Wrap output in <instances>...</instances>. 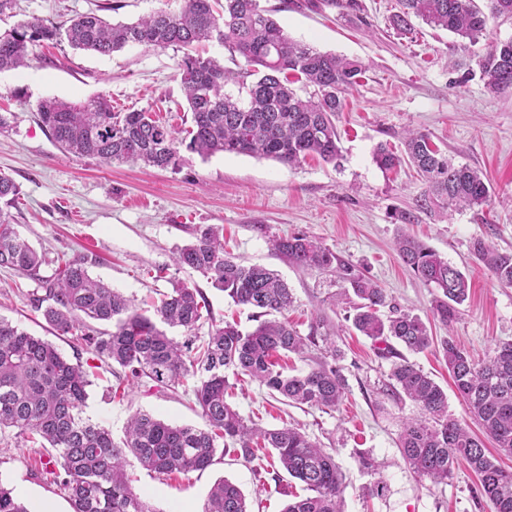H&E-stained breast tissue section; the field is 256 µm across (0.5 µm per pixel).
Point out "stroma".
I'll use <instances>...</instances> for the list:
<instances>
[{
	"label": "stroma",
	"instance_id": "stroma-1",
	"mask_svg": "<svg viewBox=\"0 0 512 512\" xmlns=\"http://www.w3.org/2000/svg\"><path fill=\"white\" fill-rule=\"evenodd\" d=\"M361 3L360 11L343 14L260 0L292 39L367 66L336 120L339 166L309 159L291 168L243 154L204 159L186 150L175 170L77 158L38 123L41 99L80 102L102 96L116 112H156L179 135L190 126L191 114L176 70L181 51L134 45L100 56L63 43L38 45L29 67L0 72V113L15 115L11 128L0 133V171L20 188L11 213L20 235L44 254L42 275L53 274L61 258L90 251L100 259L91 276L142 308L182 281L208 302L198 335L227 320L249 329L252 309L235 306L206 277L173 262L176 249L193 241L199 227L220 224L227 253L266 266L287 282L295 297L287 317L301 334H309L316 317H324L323 331L336 338L349 390L338 409L289 404L245 376L234 380L230 401L263 427L293 426L332 449L346 484L344 512H491L488 502L476 497L477 478L466 463L456 465L452 479L442 485L405 466L396 440L415 407L392 393L391 359L381 357L349 321L344 282L331 272L299 268L270 249L275 236L314 237L384 288L390 305L419 315L435 344L410 360L447 389L449 413L467 420L437 342L453 337L481 359L497 343L512 340V287L500 285L471 252L477 238L512 250V97L490 94L475 75L484 43L465 57L452 34L421 20H414L412 33L394 29L398 0ZM179 6V0H18L16 15H0V32L33 16L59 23L92 11L111 22L131 23ZM409 129L430 133L455 162L482 170L492 188L488 205L424 214L415 224L394 223V209L410 204L425 185L410 165L381 169L373 151L381 143L401 149ZM403 233L424 241L466 275L469 295L452 326L434 319L432 288L401 262L395 241ZM35 287L26 276L0 268V316L74 358L68 338L56 335L30 307L26 295ZM89 373L83 415L114 437H122L138 411L179 425H205L192 383L171 389L149 381L129 386L119 366L98 360L91 361ZM362 454L375 459L377 472L361 468ZM54 470L46 449L15 439L12 431L0 433V484L32 512L46 502L55 512H72ZM126 474L154 512H202L210 489L222 478L240 487L251 512H283L291 494L302 490L295 479L274 481L229 454L204 472L185 476L148 472L131 457ZM379 480L387 486L384 496L369 495Z\"/></svg>",
	"mask_w": 512,
	"mask_h": 512
}]
</instances>
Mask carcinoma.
<instances>
[{
	"mask_svg": "<svg viewBox=\"0 0 512 512\" xmlns=\"http://www.w3.org/2000/svg\"><path fill=\"white\" fill-rule=\"evenodd\" d=\"M394 25L411 29V18L458 37L467 52L487 32L490 22L512 18V0H399ZM45 41H66L80 50L110 55L130 44L153 49H183L177 72L191 112L186 149L201 157L216 153L269 158L290 167L308 156L339 164L336 117L346 95L365 69L363 62L292 40L260 6L259 0H181L176 10L159 9L134 23H109L94 13L77 16L64 27L31 17L0 33V71L29 64L33 48ZM217 42L234 67L196 53L203 42ZM477 66L484 87L493 95H512V39L488 44ZM39 123L60 148L102 163H143L173 170L180 164L174 132L147 110L114 112L103 97L78 104L57 98L38 102ZM381 168L412 165L424 191L392 218L416 224L419 214L481 208L490 200L484 173L456 164L422 131L409 130L404 152L381 143L374 152ZM20 193L0 172V268L16 270L38 285L28 294L34 311L59 336L100 361L124 369L132 384L147 378L174 386L196 380L195 400L207 428L178 426L146 412L134 414L116 440L111 431L82 416L91 385L80 356L71 360L47 340L0 317V430L11 429L27 442L48 444L56 478L67 492L73 512H156L130 486L127 455L149 472L189 474L214 464L217 451L248 463L267 460L304 484L307 494L288 503L284 512H343L344 486L335 457L327 448L293 427L265 429L247 423L226 401L227 371L247 376L284 401L321 410L339 407L347 384L336 366L340 351L330 335L322 337L325 355L307 371L288 372L276 359L282 352L303 358L316 344L287 320H271L293 304L288 285L260 265H244L224 255V227L207 225L195 240L179 249L174 262L211 280L234 304L266 317L252 330L224 321L199 340L179 342L162 326L192 332L202 319L199 289L175 283L150 317L132 299L89 274L96 256L75 255L50 276L40 274L42 256L21 238L8 211ZM271 250L303 268H334L353 295L354 327L389 358L398 344L420 353L433 344L425 322L395 309L384 318L387 294L379 284L354 273L320 241L305 234L271 239ZM402 262L436 288L434 315L451 325L458 306L468 298L467 277L426 243L403 234L396 241ZM472 253L503 286L512 287V252L478 238ZM106 326L100 330L90 325ZM458 395L499 451L512 456V341L500 342L481 361L452 338L440 341ZM395 393L405 396L417 414L402 421L397 438L404 464L435 484H448L462 460L478 478L477 492L494 512H512V469L489 456V450L448 411V393L402 355L392 364ZM0 512H29L13 491L0 484ZM203 512H250L237 485L219 480Z\"/></svg>",
	"mask_w": 512,
	"mask_h": 512,
	"instance_id": "cac0c4a2",
	"label": "carcinoma"
}]
</instances>
